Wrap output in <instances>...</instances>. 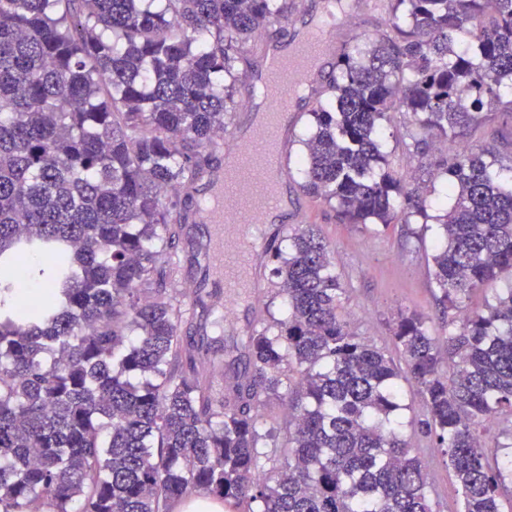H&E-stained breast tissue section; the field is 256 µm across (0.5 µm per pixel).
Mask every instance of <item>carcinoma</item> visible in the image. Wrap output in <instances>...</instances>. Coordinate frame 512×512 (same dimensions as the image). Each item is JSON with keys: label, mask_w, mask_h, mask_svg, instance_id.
I'll return each instance as SVG.
<instances>
[{"label": "carcinoma", "mask_w": 512, "mask_h": 512, "mask_svg": "<svg viewBox=\"0 0 512 512\" xmlns=\"http://www.w3.org/2000/svg\"><path fill=\"white\" fill-rule=\"evenodd\" d=\"M288 0H0V512H171L193 492L236 512H440L406 435L416 387L462 512L512 484V164L463 142L512 91V0H387L392 33L342 54L310 113L308 195L345 224L433 219L448 335L401 315L405 367L351 330L329 244L305 224L273 254L286 309L253 329L224 396L222 336H184L168 191L213 177L239 45ZM459 149L428 214L379 144L395 108ZM511 176L505 178L502 171ZM291 401L288 439L257 407ZM505 424L501 459L482 434Z\"/></svg>", "instance_id": "carcinoma-1"}]
</instances>
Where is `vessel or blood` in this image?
<instances>
[{
  "instance_id": "b4317fda",
  "label": "vessel or blood",
  "mask_w": 512,
  "mask_h": 512,
  "mask_svg": "<svg viewBox=\"0 0 512 512\" xmlns=\"http://www.w3.org/2000/svg\"><path fill=\"white\" fill-rule=\"evenodd\" d=\"M330 42V34L315 25L289 52L269 56L255 86L264 103V120L248 137L233 136L220 178V201L199 215L200 224L208 229L207 276L211 287L223 289L225 296L257 286L256 253L269 241V216L278 208L288 174L284 161L268 164L267 152L283 151L285 120L300 99L310 96L318 51Z\"/></svg>"
}]
</instances>
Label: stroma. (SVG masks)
Instances as JSON below:
<instances>
[{
  "instance_id": "stroma-1",
  "label": "stroma",
  "mask_w": 512,
  "mask_h": 512,
  "mask_svg": "<svg viewBox=\"0 0 512 512\" xmlns=\"http://www.w3.org/2000/svg\"><path fill=\"white\" fill-rule=\"evenodd\" d=\"M321 18V0H292L287 22L268 27L263 32L267 42L292 44L301 28ZM336 23L345 47L363 43L365 37L389 29L390 20L383 0H373L365 21L337 15ZM493 121L471 129L465 136L473 148L494 153L502 162L512 161V108L507 103L491 107ZM310 109L302 107L288 124V183L284 188L288 204L282 220L273 226L272 247H279L286 232L295 227L296 210L309 208L310 223L319 225L329 243L331 258L345 290L342 313L351 328L371 343L387 352H394L393 329L400 315L417 312L428 319L432 335L448 332V316L438 302L428 262L437 246L435 231L419 224H393L371 233L350 224L341 223L336 212L302 189L304 174L303 142L310 134ZM415 127L408 113L394 110L380 136L381 149L394 169L400 173L414 172L417 178H427L445 157V150L431 145L424 155H412L406 148ZM188 246L179 243L174 254L173 287L182 310L188 312L191 323L182 324V332L200 335L204 322L201 309L195 308L186 291L188 282L202 278L199 269L190 267L185 259ZM273 260L265 258L258 269L262 286L256 301L235 306L224 322V344L233 346L242 339L247 324L262 325L269 316H283L284 300L278 293L277 280L272 274ZM404 399L410 404L417 421L408 436L428 474L430 490L443 512H460L462 498L455 478L422 425L424 405L418 392L405 388Z\"/></svg>"
}]
</instances>
